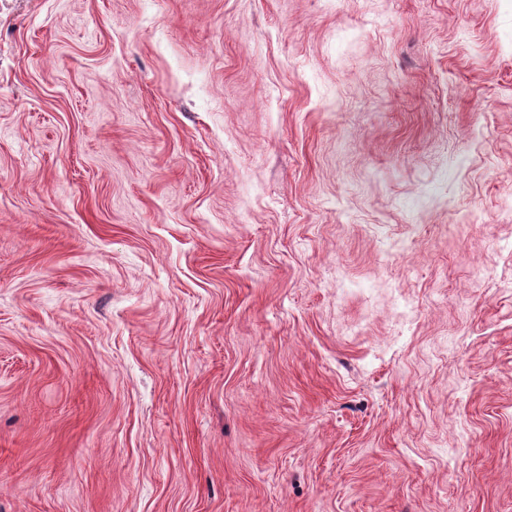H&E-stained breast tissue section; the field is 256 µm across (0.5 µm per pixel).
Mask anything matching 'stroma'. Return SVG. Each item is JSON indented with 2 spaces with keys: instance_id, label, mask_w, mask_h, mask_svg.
<instances>
[{
  "instance_id": "35a3bbf8",
  "label": "stroma",
  "mask_w": 512,
  "mask_h": 512,
  "mask_svg": "<svg viewBox=\"0 0 512 512\" xmlns=\"http://www.w3.org/2000/svg\"><path fill=\"white\" fill-rule=\"evenodd\" d=\"M0 512H512V0H0Z\"/></svg>"
}]
</instances>
